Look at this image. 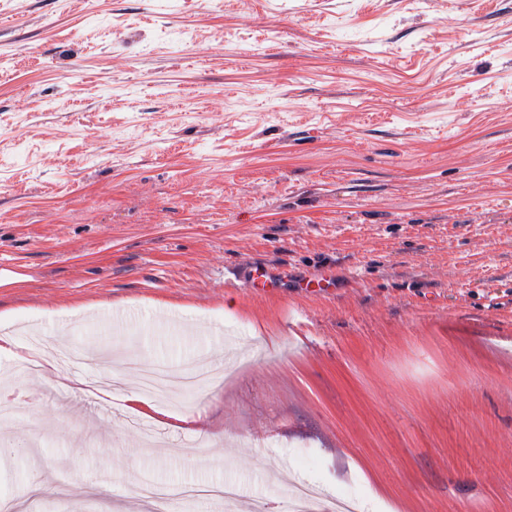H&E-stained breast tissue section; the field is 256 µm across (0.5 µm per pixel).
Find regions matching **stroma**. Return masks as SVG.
<instances>
[{
	"label": "stroma",
	"instance_id": "35a3bbf8",
	"mask_svg": "<svg viewBox=\"0 0 512 512\" xmlns=\"http://www.w3.org/2000/svg\"><path fill=\"white\" fill-rule=\"evenodd\" d=\"M2 259L0 334L76 358L0 355V499L71 512L39 469L108 481L80 512L145 480L512 512V0H0ZM118 352L211 380L66 393ZM289 276L286 270L272 271L267 267H254L250 269L248 287L257 292H268L277 288L280 281L288 282ZM294 288H300L304 293L314 296L329 294L336 288L334 276L329 272L306 276L296 281Z\"/></svg>",
	"mask_w": 512,
	"mask_h": 512
}]
</instances>
